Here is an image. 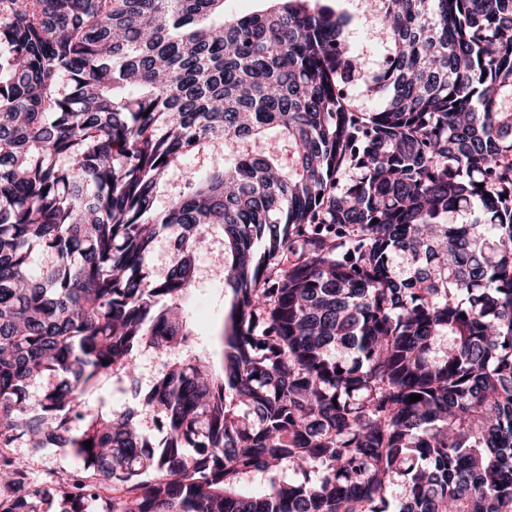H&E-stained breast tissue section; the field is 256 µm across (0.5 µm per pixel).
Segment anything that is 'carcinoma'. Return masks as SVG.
<instances>
[{
  "label": "carcinoma",
  "instance_id": "cac0c4a2",
  "mask_svg": "<svg viewBox=\"0 0 512 512\" xmlns=\"http://www.w3.org/2000/svg\"><path fill=\"white\" fill-rule=\"evenodd\" d=\"M270 2L0 0V512H512V0H378L373 111L348 18ZM217 234L221 370L157 376L152 441L85 394L186 343ZM270 2L263 0H224L225 20L266 10ZM368 80V74L364 73L357 77L356 80H354L351 84H349L346 89L348 98L352 104L360 109H371L380 103L377 97L371 98L365 92L366 82ZM7 451L27 461L30 478L36 483L60 477L72 466L71 458L64 453L56 449L34 453L23 440H17Z\"/></svg>",
  "mask_w": 512,
  "mask_h": 512
}]
</instances>
